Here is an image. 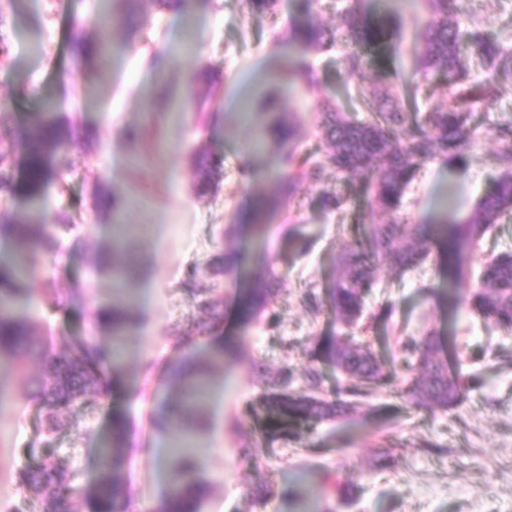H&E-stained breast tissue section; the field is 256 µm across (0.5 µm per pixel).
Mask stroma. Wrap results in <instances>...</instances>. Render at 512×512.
Instances as JSON below:
<instances>
[{
    "label": "stroma",
    "mask_w": 512,
    "mask_h": 512,
    "mask_svg": "<svg viewBox=\"0 0 512 512\" xmlns=\"http://www.w3.org/2000/svg\"><path fill=\"white\" fill-rule=\"evenodd\" d=\"M345 4L314 0L303 11L299 0H278L272 19L251 11L247 0H196L187 14L142 0L144 24L117 21L103 31L90 21L97 0H0V45L6 49L0 55V102L6 104L0 109V147L13 142L47 96L73 114L79 130L93 134L89 145L55 156V175L41 189L42 216L72 205L76 227L71 250L36 257L38 275L28 286L37 293L52 289L59 304L35 310L34 336H49L56 352L76 336L110 339L93 329L96 310L112 297L111 275L88 276L89 258L112 261V222L91 203L95 185H105L120 201V220L137 227L129 251L140 266L139 277L127 285L138 325L127 335L130 349L108 398L83 395L49 433L24 400L40 374L39 360L19 370L0 367V512H16L23 504L11 486L27 461L25 449L46 445L71 473L72 512H87L99 450L117 408L130 422L118 471L129 512L165 497L158 454L164 434L153 417L176 402L169 377L190 360L212 362L213 387L225 394L208 403L209 424L200 436L205 451L196 471L207 488L202 512H512V330L466 306L449 307L433 257L406 272L379 264L365 308L372 313L388 307L392 313L371 330L359 325L353 333L386 359L397 354L401 338L450 331L464 370L479 380L464 405L448 412L406 405L395 380L373 389L348 417L294 427L261 463L248 456L265 425V377L290 368L299 389L306 373L318 369L324 393L335 391L336 373L320 358L319 347L323 337L335 335L336 321L325 311L313 314L310 296L321 293L338 255L360 239L363 224L386 221L380 212L361 210L359 178L330 168L322 182L299 185L269 224L264 245L280 288L267 316L241 322L235 313L238 285L224 273V252L237 248L244 268L257 266L246 219L254 200L276 193V146L252 155L249 144L265 124L288 116L300 126V150L321 149L324 103L365 119L357 92L380 81L422 112L448 101L447 82L418 72L412 54L415 33L429 16L425 0H392L386 8L366 0L368 20L397 29L399 36L371 49L361 75H344L338 51L313 50V84L289 94L279 88L291 28L308 22L340 27ZM472 7L483 30L512 53V0H473ZM76 16L85 19L88 39L111 44L110 71L92 62L72 67L68 41ZM153 54L162 57L161 66L150 64ZM262 57L275 59V67L244 86L249 65ZM510 119L512 85L474 113L479 135L466 164L434 159L422 165L403 199L405 223L459 220L471 212L498 174L494 129ZM200 152L223 163L216 191L198 187L194 160ZM330 190L347 197L343 210L322 206ZM504 251H512V213L484 234L470 258L469 281H476L486 259ZM148 284L154 300L146 305L141 293ZM194 287L216 300L221 328L186 347L181 334L211 315L197 306ZM75 288L88 294L84 307L65 302ZM226 338L234 340L236 356L215 357ZM258 486L267 491L260 501L251 495Z\"/></svg>",
    "instance_id": "35a3bbf8"
}]
</instances>
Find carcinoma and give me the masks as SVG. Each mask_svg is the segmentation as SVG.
Here are the masks:
<instances>
[{
  "label": "carcinoma",
  "instance_id": "obj_1",
  "mask_svg": "<svg viewBox=\"0 0 512 512\" xmlns=\"http://www.w3.org/2000/svg\"><path fill=\"white\" fill-rule=\"evenodd\" d=\"M427 2L430 17L419 33L418 61L422 69L446 78L448 87L453 89L448 106L420 113L404 106L383 84L363 98L370 112L365 120L352 121L332 106H323L321 161L311 163L298 157L291 144L297 127L284 118L268 123L253 145V151L259 153L266 139L278 143L275 175L280 195L293 197L301 183L320 181L325 170L333 167L366 179L369 208L394 216L388 224L368 225L364 239L339 256L338 272L323 296L312 298L314 308L327 307L343 326H356L363 317L365 297L375 282L376 264L388 262L397 271H407L425 262L435 250L448 289L458 288L467 277L468 260L485 232L503 214L512 213V121H506L495 129L500 172L469 216L455 222L440 220L415 225L403 223L399 216L402 198L421 165L436 158L460 164L469 160L477 137L476 128L470 124L472 112L493 96L502 83H512V62L500 64L507 52L491 35L475 29L469 32L468 51L461 50V25L473 22L469 10L458 0ZM357 4L358 0H353L344 9L339 30L314 25L291 30L299 52L284 65L287 91L311 84L313 68L307 56L310 50L338 48L344 71L352 77L364 70L367 47L396 36L386 27L363 23ZM82 25V19L73 17L70 53L74 65L94 59L99 66H106V44L82 37ZM472 60L479 62L487 73L476 88L464 85ZM74 135L72 118L58 112L54 101H45L24 126L17 150H0V192L12 196L19 185H24L30 210L40 213V192L43 183L53 175L52 160L69 147ZM196 175L205 189L217 187L222 178L218 162L205 154L197 158ZM93 204L104 214L116 208L114 196L101 186L94 190ZM277 208L276 199L260 200L255 206L252 229L260 248ZM73 223L74 214L68 211H61L50 220L40 216L26 221L0 219V238L12 241L17 250L13 263L0 264V362L6 359L20 368L32 356L40 360L42 371L34 390L27 393V400L38 408L51 428L60 412L73 405L86 390L91 389L100 397L109 394L111 374L123 365L125 335L136 325L123 305L122 296L125 284L137 278L139 268L126 261L112 265V304L96 313V326L111 332V343L79 338L71 341L65 352L55 354L32 336L31 312L35 304L53 307L57 299L48 293L37 296L24 288L36 273L28 254L33 249L48 255L56 253L62 235L71 230ZM240 259L237 249L224 253V272L235 278L243 275ZM246 280L253 281V285L240 289L237 297L238 314L245 323L269 311L279 285L267 263L254 275H246ZM465 303L485 319L512 329V252L499 253L484 263ZM400 350L405 371L403 382L416 404L426 400L435 408L457 409L477 385L475 376L463 373L460 363L453 362L447 338L438 332L411 336L401 342ZM321 357L341 377L338 394L318 396L322 388L317 372L308 374V391H290L291 373L282 369L277 378L267 383L263 403L270 425L251 453L254 463L262 460L266 439L285 432L289 423L318 424L341 418L354 409L342 396L361 397L368 388L396 378V372L380 363L366 343L349 334L327 337ZM173 378L179 403L159 420V425L171 436L173 458L167 463L168 493L152 512H201L205 486L195 477L197 450L193 445L207 425L203 409L211 390L210 368L204 363H193L176 370ZM126 429V413L113 412L112 444L100 449L101 470L89 498L90 512H128L125 487L116 475L125 456ZM26 453L30 463L18 471L14 482V489L25 498V506L17 512H70V477L58 462L55 449L38 452L28 448ZM47 486L57 489L50 499L42 497V489Z\"/></svg>",
  "mask_w": 512,
  "mask_h": 512
}]
</instances>
